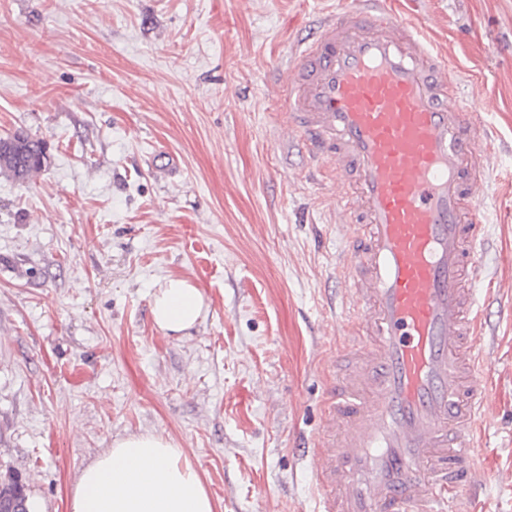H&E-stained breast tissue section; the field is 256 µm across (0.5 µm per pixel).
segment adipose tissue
Segmentation results:
<instances>
[{"label":"adipose tissue","instance_id":"ef3b65f1","mask_svg":"<svg viewBox=\"0 0 512 512\" xmlns=\"http://www.w3.org/2000/svg\"><path fill=\"white\" fill-rule=\"evenodd\" d=\"M207 304L201 289L169 277L154 293L151 316L169 336L196 326ZM70 512H214L205 485L181 448L167 436L134 434L89 463L74 486Z\"/></svg>","mask_w":512,"mask_h":512}]
</instances>
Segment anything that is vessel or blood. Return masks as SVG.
<instances>
[{"mask_svg": "<svg viewBox=\"0 0 512 512\" xmlns=\"http://www.w3.org/2000/svg\"><path fill=\"white\" fill-rule=\"evenodd\" d=\"M461 81L387 0L323 17L289 73L288 127L313 168L335 170L353 228L352 366L313 448L321 512H462L487 399L471 282L488 171Z\"/></svg>", "mask_w": 512, "mask_h": 512, "instance_id": "vessel-or-blood-1", "label": "vessel or blood"}]
</instances>
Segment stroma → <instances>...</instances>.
Segmentation results:
<instances>
[{
    "label": "stroma",
    "mask_w": 512,
    "mask_h": 512,
    "mask_svg": "<svg viewBox=\"0 0 512 512\" xmlns=\"http://www.w3.org/2000/svg\"><path fill=\"white\" fill-rule=\"evenodd\" d=\"M345 0H0V137L47 147L0 174V473L69 512L131 434L174 439L215 512H316L327 387L354 297L331 171L279 115L299 42ZM491 131L473 287L490 375L465 512H512V0H416ZM208 312L168 337V276ZM47 163L43 141L25 132L0 137V172L24 182L37 175Z\"/></svg>",
    "instance_id": "1"
}]
</instances>
